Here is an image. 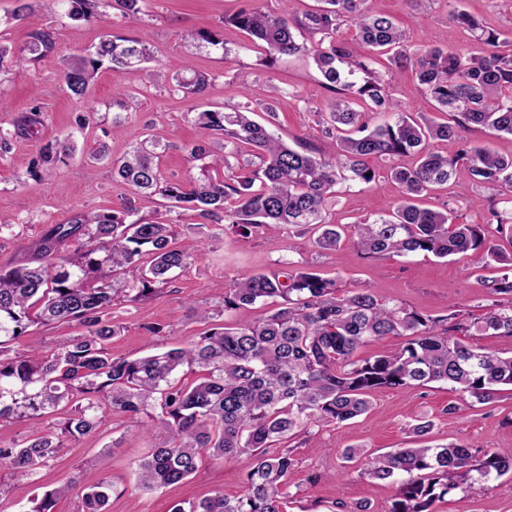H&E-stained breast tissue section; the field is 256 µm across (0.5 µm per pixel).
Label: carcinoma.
<instances>
[{"label":"carcinoma","mask_w":512,"mask_h":512,"mask_svg":"<svg viewBox=\"0 0 512 512\" xmlns=\"http://www.w3.org/2000/svg\"><path fill=\"white\" fill-rule=\"evenodd\" d=\"M67 16L95 22L97 0H60ZM320 6L300 16H270L247 0L225 24L243 33L264 65L282 56L310 58L331 93L325 103L326 134L335 141L326 154L298 141L291 146L272 131L279 89L268 99L246 103L235 112L207 109L195 113V125L208 144L187 148L202 166L203 178L189 183L164 176L166 144L146 131L131 150L112 161L113 177L136 193H155L196 212L207 224H226L248 237L263 225L311 229L321 249H337L339 226L327 220L336 185L376 180L369 160L414 155L407 166L395 164L389 176L401 189L399 203L356 227L354 244L369 258L427 252L438 258L472 251L482 261L502 260L485 236L483 225L458 221L455 209L433 211L417 198L444 185L464 167L470 182L491 193L490 218L512 224V156L460 136L471 126L512 136V39L483 27L465 11L452 19L479 32L481 56L429 44L408 46L404 28L369 6L370 0H318ZM348 21L366 49L361 54L339 38ZM184 47L224 45L212 33L189 30ZM55 28H32L24 47L0 43V72L13 63H35L56 50ZM385 58L395 69L412 68L436 111L438 122L402 111L385 76L373 68ZM155 57L130 35L103 36L94 50L62 64L67 89L86 94L98 70L109 64L119 75L144 66L147 83H175L174 91L201 99L211 82L208 73L180 77L171 64L152 66ZM376 115L389 120L374 124ZM42 110L34 106L0 130V149L13 136L35 133ZM436 141L457 145L453 154L433 148ZM74 152L69 140L42 144L27 164L26 175L64 162ZM171 224L127 221V213H76L53 224L37 241L39 261L0 266V421L37 419L46 410L70 407L56 427L37 430L19 443L0 442V468L21 476L33 474L53 458L65 440L86 436L100 426L99 409L130 422L147 418L164 434L148 446L138 465L137 487L153 492L189 479L203 457L245 460L243 493L229 498L219 491L199 501L181 502L173 512H284L282 486L295 466L287 448L270 451L314 426L341 424L364 414L371 397L386 389L410 390L443 382L483 404L500 386L512 387V356L471 345L458 338L474 329L481 334L512 336V265L490 285L495 300L479 321L463 315L433 317L378 299L366 289H345L323 278L305 261H288L269 272L234 282L224 293L219 314L234 320L205 331L188 349L173 348L135 359L114 357L108 345L121 334L109 310L119 296L137 303L172 282L171 274L187 266L201 241L189 238L170 246ZM82 240L76 254L69 241ZM128 267L136 278L122 277ZM274 307L252 323L245 311L268 300ZM79 322L88 333L45 354L37 348L11 354V343L31 324ZM388 336L407 341L391 352L361 351ZM196 375L186 382L182 371ZM477 473L473 478L471 473ZM362 474L398 484L389 512H429L430 506L462 485L512 475V448L476 449L468 443L394 448L372 458ZM81 492L84 512H107L112 483L80 486L77 479L45 490L31 500L28 512H54L56 501Z\"/></svg>","instance_id":"1"}]
</instances>
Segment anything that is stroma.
I'll return each instance as SVG.
<instances>
[{"label": "stroma", "instance_id": "obj_1", "mask_svg": "<svg viewBox=\"0 0 512 512\" xmlns=\"http://www.w3.org/2000/svg\"><path fill=\"white\" fill-rule=\"evenodd\" d=\"M244 0H145L138 17L122 18L114 0H100L99 21L73 20L57 12L53 0H36L33 13L24 21L11 20L15 0H0V42L19 48L31 26L49 22L58 29V51L37 66L12 67L0 73V99L7 104L0 111V129L12 128L31 104H41L43 123L31 137L14 138L8 151H0V216L13 220L14 229L0 234V266L35 258L34 244L52 224H61L75 213L98 214L133 207L134 216L154 220L162 209L160 196L133 194L128 186L112 177V162L128 151L145 126H155L167 143L161 164L165 176L189 182L201 175L200 165L188 161V146L201 142L203 135L193 122L195 112L205 106L231 109L241 102L242 89L254 98L267 95L278 86L276 131L286 143L302 139L323 152L331 141L314 114L329 93L313 63L305 58L284 56L273 66L263 67L246 38L225 27L224 19L237 12ZM380 8L404 27L411 44L427 43L474 55L482 51L474 36L453 22V8L475 16L485 27L512 33V0H427L414 9L408 0H380ZM189 28L207 29L226 41L228 49L212 48L187 52L181 41ZM131 34L153 51L157 60L174 61L183 76L199 72L211 75L206 100L169 93L166 87H145L142 71L130 69L114 75L101 68L95 83L84 96L76 97L60 79V55L79 57L98 44L105 33ZM134 92L135 102L121 122H113L111 108L114 84ZM87 116L89 124L79 128L77 117ZM71 139L75 152L65 163L44 173L38 180L25 174L24 165L48 140ZM106 157L90 162L96 149ZM380 173L370 184L341 185L329 211L332 223L342 225L344 235L337 251L319 249L311 234L290 228L272 234L253 229L246 238L218 225L203 228L201 252L148 301L134 304L115 301L112 314L123 325L120 336L110 345L113 356L138 358L168 348L190 347L203 331L195 310L218 306L227 288L236 280L278 268L285 259H306L321 276L337 279L348 289H367L386 302L432 314L447 315L458 310L482 315L491 299L488 286L505 271L512 259V232L492 233L501 259L480 261L471 252L439 259L427 253L400 258H368L354 244L355 226L368 218L388 213L400 197L396 183L385 176V161H376ZM468 174L458 170L454 184L423 196V207L441 210L454 207L460 220L471 224L486 221L485 211L469 207L457 198ZM165 327L163 335L150 333L153 324ZM78 323L30 326L12 349L22 352L38 346L52 350L70 337L83 334ZM100 427L91 435L68 440L53 459L31 476H19L0 469V512H20L45 489L78 478L89 485L111 480L115 491L109 512H172L175 504L195 501L213 491L233 497L244 490L246 464L203 459L189 480L166 489L143 493L136 484V469L150 440L146 429L103 409ZM433 423L430 433L414 436L411 424L420 418ZM469 443L482 448H512V390L502 391L488 404L476 402L451 386L432 382L404 392L388 389L377 394L364 415L339 425L314 429L286 441L296 460L283 496L286 512H350L366 502L372 512H388L398 487L377 482L345 468L341 453L353 446L363 454L382 453L393 448ZM95 466H87L88 458ZM435 512H512V476L483 483L473 491L456 489L434 503Z\"/></svg>", "mask_w": 512, "mask_h": 512}]
</instances>
